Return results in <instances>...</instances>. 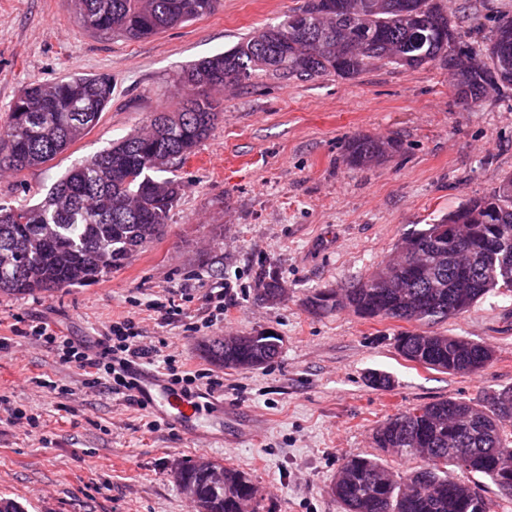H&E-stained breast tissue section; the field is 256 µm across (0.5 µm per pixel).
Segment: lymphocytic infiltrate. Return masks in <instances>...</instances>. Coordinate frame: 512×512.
Here are the masks:
<instances>
[{
    "label": "lymphocytic infiltrate",
    "instance_id": "lymphocytic-infiltrate-1",
    "mask_svg": "<svg viewBox=\"0 0 512 512\" xmlns=\"http://www.w3.org/2000/svg\"><path fill=\"white\" fill-rule=\"evenodd\" d=\"M22 336L53 352L58 362L72 364L83 372V386L92 391L107 390L128 404H137L134 394L139 367L160 364L170 386L187 394L223 390L224 381L205 377L199 370L187 369L175 355L163 353L156 345L144 342L134 318L112 322L96 345L59 335L50 324L39 322L28 329H16L14 336H0V352L11 349L14 337Z\"/></svg>",
    "mask_w": 512,
    "mask_h": 512
}]
</instances>
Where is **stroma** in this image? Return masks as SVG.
Masks as SVG:
<instances>
[{
	"instance_id": "1",
	"label": "stroma",
	"mask_w": 512,
	"mask_h": 512,
	"mask_svg": "<svg viewBox=\"0 0 512 512\" xmlns=\"http://www.w3.org/2000/svg\"><path fill=\"white\" fill-rule=\"evenodd\" d=\"M302 3L219 0L211 14L134 41L83 31L71 0H0V120L35 80L107 74L113 85L96 127L54 161L0 169V203L38 202L78 160L141 129L152 113L175 110L186 94L182 69L283 23ZM446 3L469 42L512 15V0ZM213 96L220 117L196 154L173 165L184 191L161 234L97 283L0 293V323L47 322L92 341L113 319L135 317L146 341L223 377L226 439L190 440L153 426L150 409L84 389L79 368L15 338L0 358V393L38 414L40 428L29 434L0 423V496L24 512H193L173 471L198 458L245 472L259 490L257 512H341L330 486L345 459L377 458L395 472L419 465L376 447L374 430L388 417L449 398L481 406L512 386V292L427 326L311 305L395 259L407 233L512 175V89L470 107L443 65H381L355 79L258 73ZM357 135L391 137L399 147L381 163L354 167L346 146ZM266 273L285 288L278 303L257 296ZM218 287L220 321L209 299ZM157 297L173 300L185 319L166 322L148 310ZM269 331L282 348L264 367L225 369L201 349L211 336ZM425 331L485 344L493 357L473 375L404 360L397 336ZM374 370L387 372L391 387L371 385ZM41 375L71 394L33 388Z\"/></svg>"
}]
</instances>
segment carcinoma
<instances>
[{
  "instance_id": "carcinoma-1",
  "label": "carcinoma",
  "mask_w": 512,
  "mask_h": 512,
  "mask_svg": "<svg viewBox=\"0 0 512 512\" xmlns=\"http://www.w3.org/2000/svg\"><path fill=\"white\" fill-rule=\"evenodd\" d=\"M79 25L95 33L130 39L155 36L214 11L217 0H71ZM304 0L303 14L312 41L284 35L286 24L269 26L233 48L183 72L182 83L197 89L175 112L148 119L146 130L111 143L101 153L74 164L32 205L0 204V293L21 296L99 281L152 242L167 223L184 184L165 177L173 161L186 160L206 140L218 119L210 91L242 84L257 72L273 76L319 78L335 74L356 78L371 67L394 65L416 70L442 62L448 66L458 97L477 106L490 90L512 87V18L500 20L477 46L463 44L441 0ZM112 99L108 75H73L53 83L33 82L12 102L0 126V165L15 171L53 161L89 134ZM397 147L393 138H352L351 163L385 159ZM476 224L491 236L492 226L512 227V175L488 194L470 200L434 224L409 236L429 253V265L410 272V288H377L387 275L379 267L343 290L340 304L364 318L398 319L422 324L468 312L491 292H512L493 269L489 254L476 252L482 272L461 281L448 262V241L436 237L442 224ZM280 339L257 335L222 367L256 369L279 353ZM404 360L439 371L470 374L492 359V350L462 337L407 332L396 340ZM496 392L480 409L444 399L388 418L375 431L377 447L400 458H420L408 474L390 471L377 460L346 459L330 491L343 512H475L477 484L448 475L460 467L454 448L479 450L481 462L466 470L494 484L512 500V479L498 472L497 454L512 449V403L497 405ZM177 484L197 487L205 512H240L259 490L247 475L224 468V488L214 489L193 464L175 471Z\"/></svg>"
}]
</instances>
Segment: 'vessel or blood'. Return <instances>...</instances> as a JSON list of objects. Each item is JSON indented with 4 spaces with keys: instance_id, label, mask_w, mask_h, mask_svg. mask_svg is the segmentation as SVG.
Wrapping results in <instances>:
<instances>
[{
    "instance_id": "vessel-or-blood-1",
    "label": "vessel or blood",
    "mask_w": 512,
    "mask_h": 512,
    "mask_svg": "<svg viewBox=\"0 0 512 512\" xmlns=\"http://www.w3.org/2000/svg\"><path fill=\"white\" fill-rule=\"evenodd\" d=\"M135 394L154 414L171 423L189 438H224V405L206 396H186L169 390L162 380L150 375L139 377Z\"/></svg>"
}]
</instances>
